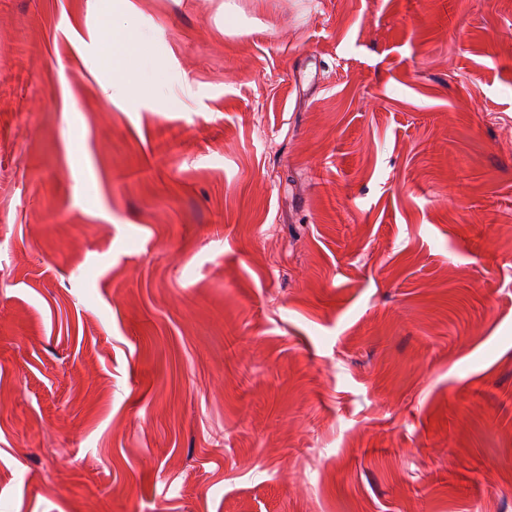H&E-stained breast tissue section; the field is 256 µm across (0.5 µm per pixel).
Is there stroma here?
<instances>
[{
    "mask_svg": "<svg viewBox=\"0 0 512 512\" xmlns=\"http://www.w3.org/2000/svg\"><path fill=\"white\" fill-rule=\"evenodd\" d=\"M133 3L0 0V512H512V0ZM101 38V42L104 45L105 49L110 46L113 49V58L112 54L106 52L107 57L112 65V68L114 66L116 69L123 71V64L127 58L134 54H137L138 52L141 56H145L147 54V43L145 41L135 40L133 38L119 35L115 33L113 30L112 33L105 31L104 35ZM116 45L121 46L122 50L115 52L114 47Z\"/></svg>",
    "mask_w": 512,
    "mask_h": 512,
    "instance_id": "1",
    "label": "stroma"
}]
</instances>
